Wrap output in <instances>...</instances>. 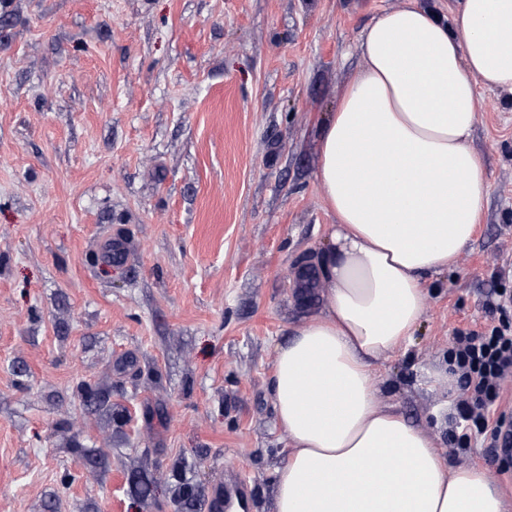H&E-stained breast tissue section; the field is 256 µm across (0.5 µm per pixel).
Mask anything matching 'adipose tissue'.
Returning a JSON list of instances; mask_svg holds the SVG:
<instances>
[{"mask_svg":"<svg viewBox=\"0 0 512 512\" xmlns=\"http://www.w3.org/2000/svg\"><path fill=\"white\" fill-rule=\"evenodd\" d=\"M362 69L318 130L336 218L316 257L320 312L279 345L269 390L289 452L273 512H504L495 473L449 467L381 395L377 363L407 343L429 277L472 243L488 183L471 146L473 77L512 91V0L377 14Z\"/></svg>","mask_w":512,"mask_h":512,"instance_id":"1","label":"adipose tissue"}]
</instances>
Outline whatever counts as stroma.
Returning a JSON list of instances; mask_svg holds the SVG:
<instances>
[{"label":"stroma","mask_w":512,"mask_h":512,"mask_svg":"<svg viewBox=\"0 0 512 512\" xmlns=\"http://www.w3.org/2000/svg\"><path fill=\"white\" fill-rule=\"evenodd\" d=\"M408 0H0V512H212L225 478L273 512L286 459L275 351L319 312L335 217L318 126L372 17ZM489 184L474 243L428 283L381 391L450 467L462 384L428 389L458 333L512 291V92L479 88ZM125 261L89 263L101 242ZM93 397H85L81 384ZM197 500H178L181 483Z\"/></svg>","instance_id":"1"}]
</instances>
